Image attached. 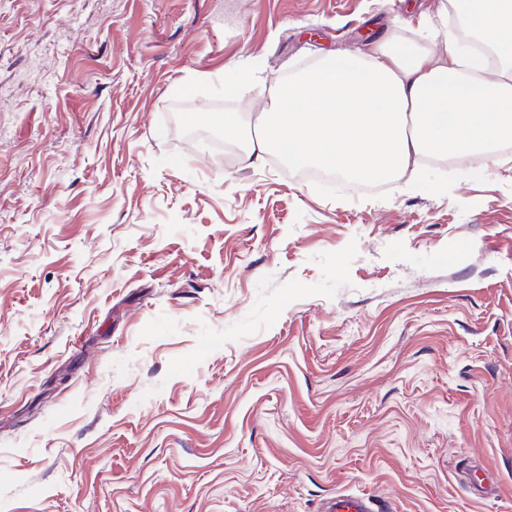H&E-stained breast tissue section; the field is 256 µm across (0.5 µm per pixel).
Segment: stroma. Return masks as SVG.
Segmentation results:
<instances>
[{
    "mask_svg": "<svg viewBox=\"0 0 512 512\" xmlns=\"http://www.w3.org/2000/svg\"><path fill=\"white\" fill-rule=\"evenodd\" d=\"M448 4L0 0V512H512V149L378 193L240 149ZM327 512H376L369 498L357 495L336 496L327 505Z\"/></svg>",
    "mask_w": 512,
    "mask_h": 512,
    "instance_id": "35a3bbf8",
    "label": "stroma"
}]
</instances>
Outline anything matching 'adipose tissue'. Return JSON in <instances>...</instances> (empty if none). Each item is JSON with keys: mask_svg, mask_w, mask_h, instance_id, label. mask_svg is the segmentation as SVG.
Wrapping results in <instances>:
<instances>
[{"mask_svg": "<svg viewBox=\"0 0 512 512\" xmlns=\"http://www.w3.org/2000/svg\"><path fill=\"white\" fill-rule=\"evenodd\" d=\"M471 22L500 60L399 44L338 52L279 84L246 158L347 180L416 178L427 155L458 157L512 138V0H479Z\"/></svg>", "mask_w": 512, "mask_h": 512, "instance_id": "ef3b65f1", "label": "adipose tissue"}]
</instances>
